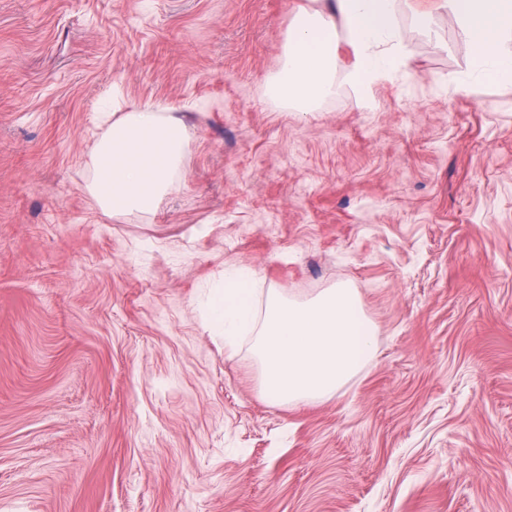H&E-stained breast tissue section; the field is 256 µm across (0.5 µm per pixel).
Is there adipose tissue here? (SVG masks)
I'll use <instances>...</instances> for the list:
<instances>
[{
    "label": "adipose tissue",
    "mask_w": 512,
    "mask_h": 512,
    "mask_svg": "<svg viewBox=\"0 0 512 512\" xmlns=\"http://www.w3.org/2000/svg\"><path fill=\"white\" fill-rule=\"evenodd\" d=\"M445 10L479 48L472 80L512 77V0H298L267 92L295 112L317 109L341 81L369 94L409 73L398 15L425 27ZM189 140L182 113L169 107L139 103L113 113L85 159L89 195L112 217L154 213L183 170Z\"/></svg>",
    "instance_id": "ef3b65f1"
}]
</instances>
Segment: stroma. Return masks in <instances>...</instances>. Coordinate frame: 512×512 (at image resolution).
<instances>
[{
    "instance_id": "35a3bbf8",
    "label": "stroma",
    "mask_w": 512,
    "mask_h": 512,
    "mask_svg": "<svg viewBox=\"0 0 512 512\" xmlns=\"http://www.w3.org/2000/svg\"><path fill=\"white\" fill-rule=\"evenodd\" d=\"M291 7L0 0V512H512V86L458 84L446 11L412 78L287 111ZM117 99L186 115L152 215L86 191ZM240 268L354 288L376 357L265 400L205 325Z\"/></svg>"
}]
</instances>
